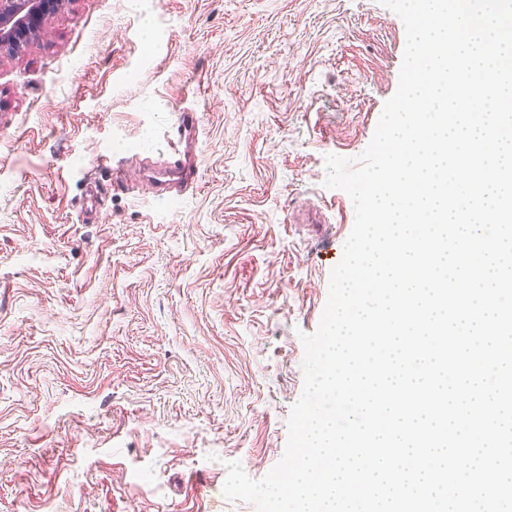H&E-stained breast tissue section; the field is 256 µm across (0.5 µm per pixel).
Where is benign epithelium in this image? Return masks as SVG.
I'll use <instances>...</instances> for the list:
<instances>
[{
	"label": "benign epithelium",
	"instance_id": "7a95c632",
	"mask_svg": "<svg viewBox=\"0 0 512 512\" xmlns=\"http://www.w3.org/2000/svg\"><path fill=\"white\" fill-rule=\"evenodd\" d=\"M62 0H0V56L23 52L46 33Z\"/></svg>",
	"mask_w": 512,
	"mask_h": 512
}]
</instances>
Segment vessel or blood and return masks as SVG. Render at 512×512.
<instances>
[{"label":"vessel or blood","instance_id":"obj_1","mask_svg":"<svg viewBox=\"0 0 512 512\" xmlns=\"http://www.w3.org/2000/svg\"><path fill=\"white\" fill-rule=\"evenodd\" d=\"M201 121L197 113L181 112L177 115L175 130L180 151L175 160L167 163L165 171L157 182V197H164V188L175 185L177 194L194 191L196 187V164L194 155L199 143Z\"/></svg>","mask_w":512,"mask_h":512}]
</instances>
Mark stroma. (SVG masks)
<instances>
[{"mask_svg":"<svg viewBox=\"0 0 512 512\" xmlns=\"http://www.w3.org/2000/svg\"><path fill=\"white\" fill-rule=\"evenodd\" d=\"M404 48L379 0H65L0 58V512H256L227 465L282 459L355 220L325 157ZM185 108L198 187L160 201Z\"/></svg>","mask_w":512,"mask_h":512,"instance_id":"stroma-1","label":"stroma"}]
</instances>
